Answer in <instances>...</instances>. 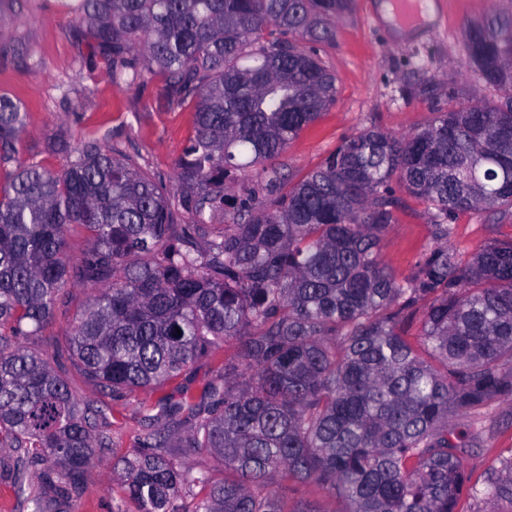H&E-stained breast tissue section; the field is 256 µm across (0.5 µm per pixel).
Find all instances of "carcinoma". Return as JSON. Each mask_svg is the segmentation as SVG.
I'll return each mask as SVG.
<instances>
[{"mask_svg":"<svg viewBox=\"0 0 512 512\" xmlns=\"http://www.w3.org/2000/svg\"><path fill=\"white\" fill-rule=\"evenodd\" d=\"M349 0H79L77 35L112 80L166 77L194 104L179 190L119 147L94 142L60 174L17 162L26 113L0 95V463L31 512L80 494L103 413L30 347L66 303L92 291L58 352L112 398L156 391L228 341L200 395L164 398L112 462L137 512H288L281 474L315 483L343 512H456L466 497L512 505V448L470 483L467 433L451 418L512 397V241L465 260L449 243L462 210L512 209V17L467 34L497 102L439 113L422 130L346 139L291 183L268 165L336 100V80L299 42H329ZM259 176L262 198L232 206L224 184ZM428 201L437 245L399 280L381 255L398 204L392 181ZM88 245L72 260L69 229ZM424 310L418 346L403 325ZM209 453L222 482L184 457Z\"/></svg>","mask_w":512,"mask_h":512,"instance_id":"obj_1","label":"carcinoma"}]
</instances>
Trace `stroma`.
<instances>
[{
	"instance_id": "35a3bbf8",
	"label": "stroma",
	"mask_w": 512,
	"mask_h": 512,
	"mask_svg": "<svg viewBox=\"0 0 512 512\" xmlns=\"http://www.w3.org/2000/svg\"><path fill=\"white\" fill-rule=\"evenodd\" d=\"M382 0H351L335 20L331 42L316 45L324 67L336 77L334 104L288 143L274 164L297 179L317 168L343 140L377 125L396 134L424 128L436 113L469 101L497 100L498 92L480 79L470 62L465 32L493 12L512 14V0H434L433 22L411 38H399L378 12ZM67 0H0V16L8 30L0 38V94L21 102L27 133L19 145L25 162L59 172L69 155L51 152L54 136L72 146L93 139L102 147H121L144 171L173 183L176 162L193 132V107L171 105L166 81L145 75L116 85L109 63L87 40L73 32L74 16ZM394 222L383 236L381 253L400 279L415 275L422 258L436 244L434 210L425 200L396 189ZM452 240L463 258L493 241H512L511 211H461L448 219ZM69 303L60 308L37 348L57 363L74 314L90 293L78 283L67 287ZM235 343L220 354L197 361L189 378L169 382L160 392L106 400L99 388L84 382L75 368L67 375L77 395L90 403H107L106 427L112 453H96L84 474L81 495L67 512H134L119 485L112 481V457L134 447L143 423L144 406L183 385L201 390L220 364L233 357ZM479 435L464 455L471 482L483 483L504 448H512V403L480 409ZM272 490L288 512H342V501L313 483L277 477Z\"/></svg>"
}]
</instances>
